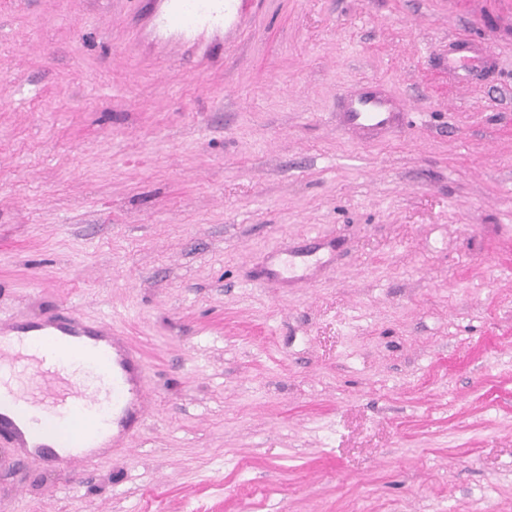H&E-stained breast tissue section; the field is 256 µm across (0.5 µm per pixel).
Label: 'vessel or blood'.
Here are the masks:
<instances>
[{
	"mask_svg": "<svg viewBox=\"0 0 512 512\" xmlns=\"http://www.w3.org/2000/svg\"><path fill=\"white\" fill-rule=\"evenodd\" d=\"M223 0H172L165 26L191 30L219 23ZM494 57L487 45L459 38L448 46V71L469 82L489 70ZM404 105L366 84L346 95L340 122L345 129L371 136L400 121ZM88 360L97 377L108 379L112 397L101 400L88 377L67 370L66 357ZM22 369L36 376L40 387L9 390L11 407L0 411V429L7 430L15 452L55 466L80 459L95 463L98 441L118 426L117 442H125L144 420V374L139 353L125 345L111 327L85 321L75 310L41 323H16L0 335V372Z\"/></svg>",
	"mask_w": 512,
	"mask_h": 512,
	"instance_id": "vessel-or-blood-1",
	"label": "vessel or blood"
}]
</instances>
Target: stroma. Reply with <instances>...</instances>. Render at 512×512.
Here are the masks:
<instances>
[{
	"label": "stroma",
	"mask_w": 512,
	"mask_h": 512,
	"mask_svg": "<svg viewBox=\"0 0 512 512\" xmlns=\"http://www.w3.org/2000/svg\"><path fill=\"white\" fill-rule=\"evenodd\" d=\"M151 4L0 0V330L71 306L147 387L95 466L0 438V512H512V0ZM223 13V0H172L162 23L188 31L202 23L218 24ZM494 64V57L487 45L458 38L448 45V72L455 80L468 83L474 71L484 72ZM404 104L368 83L346 95L340 122L356 134L371 136L386 131L400 121Z\"/></svg>",
	"instance_id": "stroma-1"
}]
</instances>
